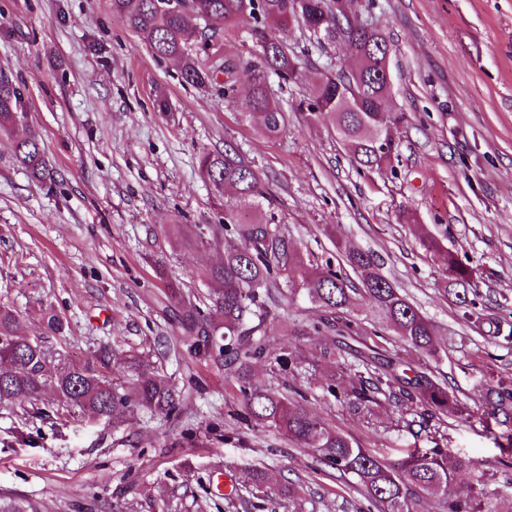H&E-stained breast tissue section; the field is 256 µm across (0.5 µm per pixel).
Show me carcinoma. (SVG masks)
Listing matches in <instances>:
<instances>
[{
	"mask_svg": "<svg viewBox=\"0 0 512 512\" xmlns=\"http://www.w3.org/2000/svg\"><path fill=\"white\" fill-rule=\"evenodd\" d=\"M112 14L148 45L154 57L172 60L180 66L181 79L191 86L213 85L218 74L225 76L224 96L235 94L237 67H217L192 51L188 14L193 13L214 33L224 27L245 23L257 47L258 60L243 67L251 94L254 115L262 131L276 135L284 130L285 113L270 95L268 79L274 75L284 83L302 77L303 61L287 43L266 37L270 25L287 27L302 18L309 41L319 47L336 43L337 32L346 34L358 64L337 75L318 76L299 108L326 118L338 138L350 149L358 169L373 171L391 163L397 143L390 135L398 115L382 112L388 82L381 71L391 45L378 33L365 31L351 20L348 9L336 0H111ZM25 118L21 93L6 76H0V131L9 133ZM18 164L37 179L52 176L40 139L34 133L16 142ZM199 172L214 195L221 197L231 188L234 195L224 200V223L199 231L191 237L196 244H219L221 237H233L239 244L224 253V261L210 268L204 277L214 284L205 306L186 298L174 288L165 293L183 336L170 347L199 356L218 354L232 369L244 419L253 429L274 428L289 440L317 454L320 464L339 476L351 475L358 489L377 512H417L426 496L443 500L445 512H512V494L486 490L482 477L464 488L456 483L459 471L469 467L461 457H448L440 448H415L397 460L380 458L361 447L344 432L326 425L292 389L282 393L258 385L252 376L254 361L270 356L263 324L270 316L268 301L272 290L286 287L302 290L307 299L325 313L315 333L329 337L336 347L356 339L359 328L350 316L358 305L377 310L393 332L411 348L436 357L443 346L431 321L401 289L381 274L372 254L339 240L337 249L358 273L361 287L353 286L341 267L326 264L305 268L298 247L280 225L258 219L239 223L243 209L262 210L270 200L265 184L250 162L236 151H204ZM443 284L448 295L463 310L473 314L475 301L473 271L452 250L446 255ZM20 314L0 306V404L15 405L37 401L51 393L57 406L79 410L95 419L122 424L139 410L163 419L178 411L181 391L151 370L149 361L136 350L120 353L103 347L79 366H67L57 359L39 338L18 332ZM45 329L52 334L65 331L62 318L49 306L42 312ZM358 360L364 371L354 374L351 385L331 375L327 391L352 415L370 417L384 403L399 410L395 430H411L417 419L433 426L434 433L449 416L463 418L464 407L456 390L439 381L432 372L415 370L413 375L396 372L397 360L385 356L378 345H364ZM119 360L128 373L125 381L110 374L111 361ZM280 370L291 374L305 369L293 353L274 357ZM484 419L512 428V382L500 381L485 388L478 398Z\"/></svg>",
	"mask_w": 512,
	"mask_h": 512,
	"instance_id": "1",
	"label": "carcinoma"
}]
</instances>
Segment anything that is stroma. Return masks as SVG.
<instances>
[{
  "instance_id": "1",
  "label": "stroma",
  "mask_w": 512,
  "mask_h": 512,
  "mask_svg": "<svg viewBox=\"0 0 512 512\" xmlns=\"http://www.w3.org/2000/svg\"><path fill=\"white\" fill-rule=\"evenodd\" d=\"M349 11L392 45L388 104L400 115L391 164L360 172L328 120L297 104L307 81L270 78L287 130L265 135L251 115L248 85L232 97L185 84L178 66L154 57L109 0H0V73L19 88L24 124L0 137V305L19 330L43 337L66 364L103 346L144 352L182 394L172 421L139 411L112 425L63 411L0 406V502L28 512H369L352 480L327 475L316 455L269 428L247 429L223 360L173 355L181 333L165 310L167 280L203 299L205 269L233 240L187 247L178 232L220 224L224 203L198 172L205 150L246 153L271 194L275 221L305 260L338 265L337 238L374 254L380 271L435 324L447 347L432 358L407 347L367 305L352 317L404 367L433 370L474 406L486 383L512 380V348L494 344L512 328V0H348ZM201 59H254L246 25L207 38L191 19ZM41 140L51 179L39 182L14 160V142ZM442 248L428 252L419 230ZM472 267L475 319L442 288L445 252ZM53 306L63 334L46 333ZM264 325L272 353L294 352L310 368L294 379L320 419L379 456L440 446L471 461L465 485L512 480L504 427L449 418L439 440L393 431V406L356 423L324 384L326 338L296 337L293 324L320 320L303 295L275 294ZM249 439L240 447L238 437ZM263 469L287 495L255 497L245 465Z\"/></svg>"
}]
</instances>
